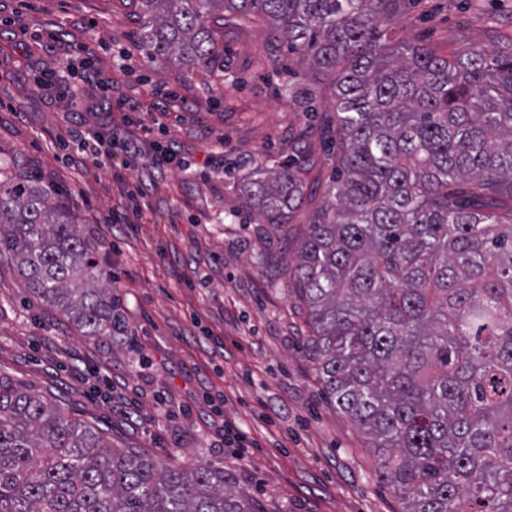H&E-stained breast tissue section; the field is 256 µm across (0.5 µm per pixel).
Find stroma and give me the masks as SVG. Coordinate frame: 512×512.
Here are the masks:
<instances>
[{"label": "stroma", "instance_id": "35a3bbf8", "mask_svg": "<svg viewBox=\"0 0 512 512\" xmlns=\"http://www.w3.org/2000/svg\"><path fill=\"white\" fill-rule=\"evenodd\" d=\"M492 18L512 30V0H406L390 37L445 55L462 40L491 44ZM137 29L124 0H0V174L50 183L70 203L96 260L119 277L112 297L123 324L105 340L82 336L1 261L0 373L49 391L113 447L223 467L260 512H404L368 438L328 399L308 356L306 313L284 286L282 264L312 205L276 227L237 191L246 174L299 151L308 187L323 186L331 79H312L255 19L216 30L222 61L192 70L151 62ZM54 38L95 48L113 97L137 102L134 121L166 125L179 145L184 161L165 174L140 167L143 198L129 201L121 158L103 163L60 143L125 115L97 114L80 90L81 58L49 56ZM59 65L70 66V82L44 89ZM159 88L185 96L188 111L153 109ZM132 207L137 231L108 223ZM209 395L223 396L226 419L251 440L247 461L208 423ZM268 407L277 417L259 422Z\"/></svg>", "mask_w": 512, "mask_h": 512}]
</instances>
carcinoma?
Segmentation results:
<instances>
[{
  "label": "carcinoma",
  "instance_id": "obj_1",
  "mask_svg": "<svg viewBox=\"0 0 512 512\" xmlns=\"http://www.w3.org/2000/svg\"><path fill=\"white\" fill-rule=\"evenodd\" d=\"M405 0H136L153 62L192 68L213 31L263 20L335 72L338 150L284 275L334 406L406 512H512V36L442 56L382 28ZM308 159L259 167L243 204L287 224ZM0 259L82 335L112 336L110 279L41 182L0 181ZM0 512H257L224 468L113 448L52 395L0 373Z\"/></svg>",
  "mask_w": 512,
  "mask_h": 512
}]
</instances>
